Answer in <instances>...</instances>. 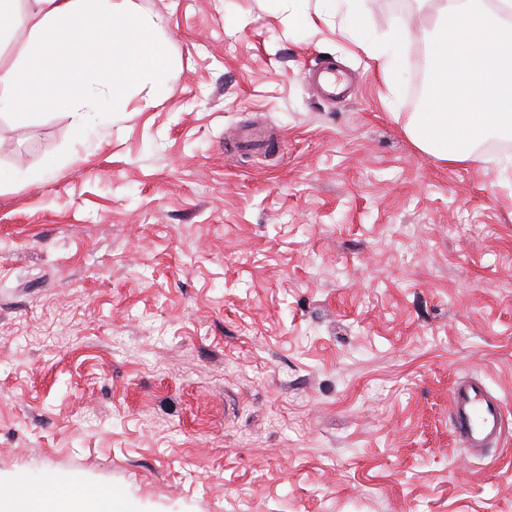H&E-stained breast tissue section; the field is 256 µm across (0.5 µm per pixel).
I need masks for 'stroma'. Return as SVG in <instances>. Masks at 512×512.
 Instances as JSON below:
<instances>
[{"instance_id":"35a3bbf8","label":"stroma","mask_w":512,"mask_h":512,"mask_svg":"<svg viewBox=\"0 0 512 512\" xmlns=\"http://www.w3.org/2000/svg\"><path fill=\"white\" fill-rule=\"evenodd\" d=\"M134 0L168 65L105 122L0 115V475L126 512H512L448 392L512 414V171L405 132L424 0ZM408 24L390 93L367 39ZM336 64L351 94L312 74ZM280 140L233 154L238 133ZM450 404L453 433L471 454H479L503 439L504 401L482 378L456 379L451 387Z\"/></svg>"}]
</instances>
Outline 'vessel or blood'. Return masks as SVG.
I'll return each instance as SVG.
<instances>
[{"label":"vessel or blood","instance_id":"b4317fda","mask_svg":"<svg viewBox=\"0 0 512 512\" xmlns=\"http://www.w3.org/2000/svg\"><path fill=\"white\" fill-rule=\"evenodd\" d=\"M450 404L453 433L471 454L481 453L503 439L504 401L482 378L456 379L451 387Z\"/></svg>","mask_w":512,"mask_h":512}]
</instances>
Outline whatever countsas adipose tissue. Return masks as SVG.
Returning a JSON list of instances; mask_svg holds the SVG:
<instances>
[{
    "label": "adipose tissue",
    "instance_id": "adipose-tissue-1",
    "mask_svg": "<svg viewBox=\"0 0 512 512\" xmlns=\"http://www.w3.org/2000/svg\"><path fill=\"white\" fill-rule=\"evenodd\" d=\"M29 42L19 66H0V111L52 104L90 128L101 123L106 100L124 83L161 80L167 53L156 22H143L123 0H33ZM436 24L426 42L429 72L423 111L406 133L422 152L456 165L475 158L477 145L512 127V0H433ZM405 21L370 46L390 90L401 82L399 46ZM0 512H123L111 492L87 500L53 496L0 482Z\"/></svg>",
    "mask_w": 512,
    "mask_h": 512
}]
</instances>
